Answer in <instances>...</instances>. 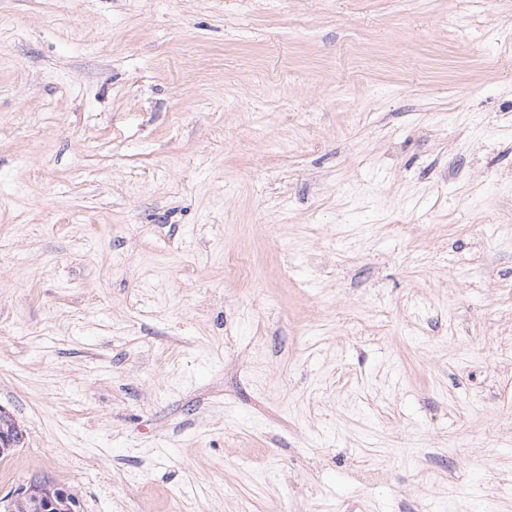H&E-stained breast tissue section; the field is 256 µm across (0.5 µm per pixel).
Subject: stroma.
Returning a JSON list of instances; mask_svg holds the SVG:
<instances>
[{
  "instance_id": "1",
  "label": "stroma",
  "mask_w": 512,
  "mask_h": 512,
  "mask_svg": "<svg viewBox=\"0 0 512 512\" xmlns=\"http://www.w3.org/2000/svg\"><path fill=\"white\" fill-rule=\"evenodd\" d=\"M0 406L80 512H512V0H0Z\"/></svg>"
}]
</instances>
